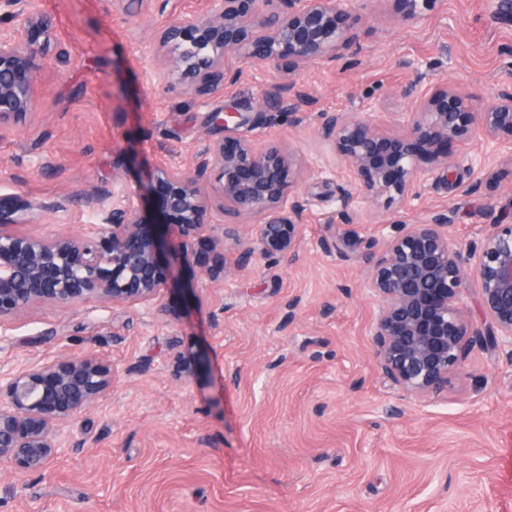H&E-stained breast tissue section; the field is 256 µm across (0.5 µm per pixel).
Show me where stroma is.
<instances>
[{
    "instance_id": "35a3bbf8",
    "label": "stroma",
    "mask_w": 512,
    "mask_h": 512,
    "mask_svg": "<svg viewBox=\"0 0 512 512\" xmlns=\"http://www.w3.org/2000/svg\"><path fill=\"white\" fill-rule=\"evenodd\" d=\"M37 5L69 54L39 75L32 121L0 134V196L40 206L18 232L82 233L102 221L83 202L96 188L122 190L158 164L192 170L222 109L293 153L306 221L288 259L256 249V218H234L226 253L253 246L250 265L212 284L181 267L160 297L179 322L144 304H37L0 327V366L88 352L112 366L109 395L71 428L75 448L41 475L0 467V512H512V358L477 347L447 391L401 392L373 364L365 263L392 225L435 213L463 247L478 244L512 218V154L468 172L474 137L452 147L448 182H424L420 199L345 208L350 173L319 134L330 112L396 129L412 86L447 83L493 103L512 86V14L499 0H439L415 23L390 0H359L357 56L291 75L244 60L240 79L205 101L150 79L144 60L165 62L158 31L208 0H149L132 14L116 0ZM288 83L310 99L296 113L265 102ZM174 336L198 355L193 378L163 364Z\"/></svg>"
}]
</instances>
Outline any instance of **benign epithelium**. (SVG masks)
Wrapping results in <instances>:
<instances>
[{
  "instance_id": "benign-epithelium-1",
  "label": "benign epithelium",
  "mask_w": 512,
  "mask_h": 512,
  "mask_svg": "<svg viewBox=\"0 0 512 512\" xmlns=\"http://www.w3.org/2000/svg\"><path fill=\"white\" fill-rule=\"evenodd\" d=\"M358 0H210L203 14L180 15L160 35L170 54L168 83L206 98L236 80L233 61L250 59L288 74L314 63L332 64L361 51L345 25ZM405 21L417 22L439 0H390ZM9 27L0 29V131L34 114L33 85L49 66L55 40L52 19L33 0H0ZM222 136L213 140L190 172L166 165L124 190L123 200L89 233L52 240L21 235L37 207L18 196H0V326L35 303L99 307L157 304L177 279L159 263L170 251L195 264L212 281L224 277V241L237 239L225 216L255 215L264 253L290 255L301 240L304 200L290 193L300 171L277 144L242 136L247 118L216 111ZM401 131L388 132L349 112L324 117L320 133L344 160L354 190L343 206L364 196L393 204L420 197L419 185L448 179V152L476 134L489 151L469 159L483 169L501 141L512 142V88L491 105L446 84L429 86ZM369 290L378 297L372 326L373 360L393 385L410 395H438L448 376L476 347L512 356V223L492 224L480 246L463 255L448 215L398 227L366 257ZM480 290L482 327L467 315L469 281ZM179 379L196 372V357L174 337L168 342ZM112 368L100 357L55 356L0 368V465L19 474L39 473L67 444L68 426L102 400Z\"/></svg>"
}]
</instances>
